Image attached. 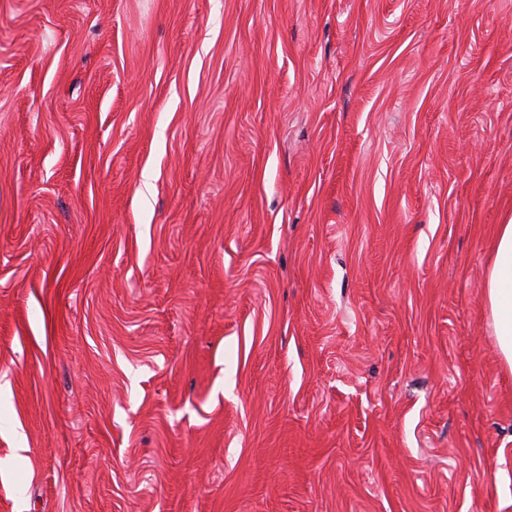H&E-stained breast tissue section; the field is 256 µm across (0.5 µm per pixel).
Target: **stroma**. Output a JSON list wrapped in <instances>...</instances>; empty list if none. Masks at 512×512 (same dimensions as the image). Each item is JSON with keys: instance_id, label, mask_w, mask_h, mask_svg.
I'll return each mask as SVG.
<instances>
[{"instance_id": "stroma-1", "label": "stroma", "mask_w": 512, "mask_h": 512, "mask_svg": "<svg viewBox=\"0 0 512 512\" xmlns=\"http://www.w3.org/2000/svg\"><path fill=\"white\" fill-rule=\"evenodd\" d=\"M511 218L512 0H0V512H512ZM484 288L498 352L512 371V218L499 225Z\"/></svg>"}]
</instances>
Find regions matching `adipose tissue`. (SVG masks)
Wrapping results in <instances>:
<instances>
[{"instance_id":"1","label":"adipose tissue","mask_w":512,"mask_h":512,"mask_svg":"<svg viewBox=\"0 0 512 512\" xmlns=\"http://www.w3.org/2000/svg\"><path fill=\"white\" fill-rule=\"evenodd\" d=\"M484 288L498 352L512 369V219L498 229Z\"/></svg>"}]
</instances>
